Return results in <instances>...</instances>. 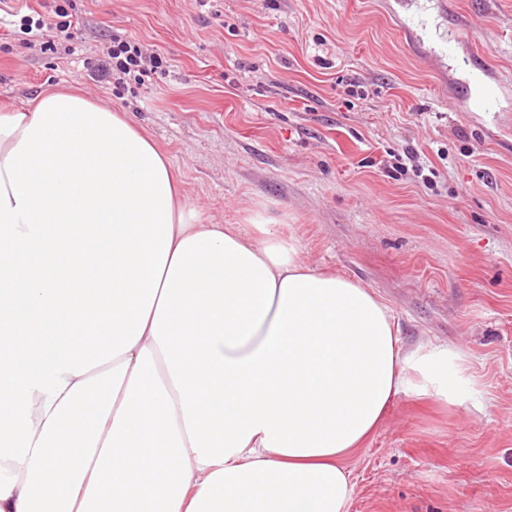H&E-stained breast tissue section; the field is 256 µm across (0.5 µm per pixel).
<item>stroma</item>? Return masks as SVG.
<instances>
[{"label":"stroma","instance_id":"obj_1","mask_svg":"<svg viewBox=\"0 0 512 512\" xmlns=\"http://www.w3.org/2000/svg\"><path fill=\"white\" fill-rule=\"evenodd\" d=\"M75 3L64 51L0 24V108L74 87L129 113L210 221L279 224L305 262L380 296L407 349L461 356L455 399L399 396L349 459L347 512H512V0ZM464 24L442 56L435 30ZM116 32L165 74L93 77ZM476 55L505 84L484 112L454 63ZM409 150L429 178L392 174Z\"/></svg>","mask_w":512,"mask_h":512}]
</instances>
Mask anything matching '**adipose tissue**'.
Listing matches in <instances>:
<instances>
[{"instance_id":"1","label":"adipose tissue","mask_w":512,"mask_h":512,"mask_svg":"<svg viewBox=\"0 0 512 512\" xmlns=\"http://www.w3.org/2000/svg\"><path fill=\"white\" fill-rule=\"evenodd\" d=\"M251 226L127 113H0V512H347L393 400L456 396L447 346Z\"/></svg>"}]
</instances>
